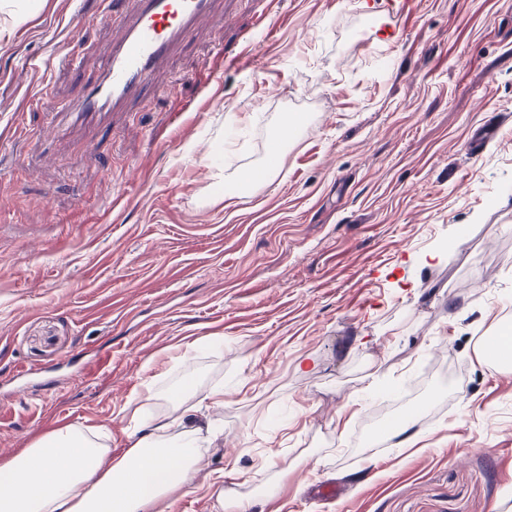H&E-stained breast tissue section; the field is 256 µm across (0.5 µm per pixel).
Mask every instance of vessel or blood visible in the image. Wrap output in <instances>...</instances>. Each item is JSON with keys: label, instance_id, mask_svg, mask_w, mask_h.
<instances>
[{"label": "vessel or blood", "instance_id": "obj_1", "mask_svg": "<svg viewBox=\"0 0 512 512\" xmlns=\"http://www.w3.org/2000/svg\"><path fill=\"white\" fill-rule=\"evenodd\" d=\"M123 5V35L101 63V76L63 108L71 123L94 124L142 96L173 48L193 38L216 0H113Z\"/></svg>", "mask_w": 512, "mask_h": 512}]
</instances>
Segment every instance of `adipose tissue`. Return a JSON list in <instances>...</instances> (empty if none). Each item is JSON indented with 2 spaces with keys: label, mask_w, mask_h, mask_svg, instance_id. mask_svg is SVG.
<instances>
[{
  "label": "adipose tissue",
  "mask_w": 512,
  "mask_h": 512,
  "mask_svg": "<svg viewBox=\"0 0 512 512\" xmlns=\"http://www.w3.org/2000/svg\"><path fill=\"white\" fill-rule=\"evenodd\" d=\"M195 376L166 390L146 380L129 417L131 445L82 425L53 431L0 462V512H167L202 461Z\"/></svg>",
  "instance_id": "obj_1"
}]
</instances>
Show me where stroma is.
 Segmentation results:
<instances>
[{"instance_id": "obj_1", "label": "stroma", "mask_w": 512, "mask_h": 512, "mask_svg": "<svg viewBox=\"0 0 512 512\" xmlns=\"http://www.w3.org/2000/svg\"><path fill=\"white\" fill-rule=\"evenodd\" d=\"M379 2L273 0L261 26L217 0L133 111L86 127L53 109L118 21L0 0L8 456L70 425L120 451L143 382L191 374L224 403L197 412L216 434L169 512H512V370L475 353L512 320V0ZM247 42L255 66L225 67ZM277 141V175L242 183ZM387 401L415 447L379 436L386 416L360 434Z\"/></svg>"}]
</instances>
